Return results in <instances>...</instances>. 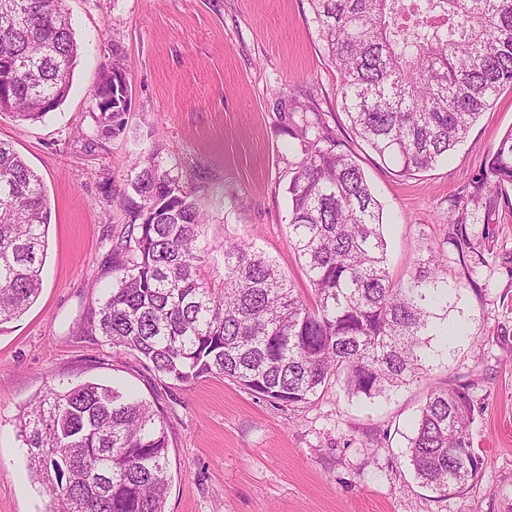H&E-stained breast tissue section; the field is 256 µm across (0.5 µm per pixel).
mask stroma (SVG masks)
<instances>
[{
  "instance_id": "stroma-1",
  "label": "stroma",
  "mask_w": 512,
  "mask_h": 512,
  "mask_svg": "<svg viewBox=\"0 0 512 512\" xmlns=\"http://www.w3.org/2000/svg\"><path fill=\"white\" fill-rule=\"evenodd\" d=\"M64 7L79 47L67 98L40 120L0 115V139L42 177L51 207L42 292L0 328V512H47L48 494L27 475L17 418L48 388L86 380L122 386L165 421V512H512V205L489 193L470 199L512 130V90L447 160L404 176L352 133L309 0ZM115 56L132 91L127 129L90 149L92 91ZM313 112L358 157L383 206L394 276L408 277L435 250L457 289L449 318L464 332L418 382L375 401L332 383L282 406L224 377L164 378L88 331L114 277L112 247L129 231L112 195L156 147L179 161L211 232L250 243L307 288L288 243L287 188L302 157L292 129ZM461 220L467 250L456 236ZM462 382L472 385L483 464L466 489L444 497L420 484L408 439L429 389Z\"/></svg>"
}]
</instances>
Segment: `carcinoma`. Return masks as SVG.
<instances>
[{
  "label": "carcinoma",
  "instance_id": "cac0c4a2",
  "mask_svg": "<svg viewBox=\"0 0 512 512\" xmlns=\"http://www.w3.org/2000/svg\"><path fill=\"white\" fill-rule=\"evenodd\" d=\"M339 75L353 133L402 175L448 157L480 115L512 89V0H310ZM78 55L63 0H0V102L34 121L71 88ZM130 88L119 59L92 95L95 147L125 132ZM302 158L288 184L290 245L312 288L307 302L274 260L244 240L205 233L179 167L157 148L126 180L130 224L112 285L89 318L115 349L130 350L179 383L222 376L289 406L331 381L382 398L420 378L433 337L448 335L452 289L432 253L400 280L387 264L383 209L356 157L303 119ZM512 190V130L477 190ZM50 205L42 181L0 140V326L42 290ZM220 255L224 279L204 268ZM468 388L436 387L421 407L409 457L421 483L448 495L482 465ZM28 476L50 512H165L168 434L147 401L93 381L38 395L19 417Z\"/></svg>",
  "mask_w": 512,
  "mask_h": 512
}]
</instances>
